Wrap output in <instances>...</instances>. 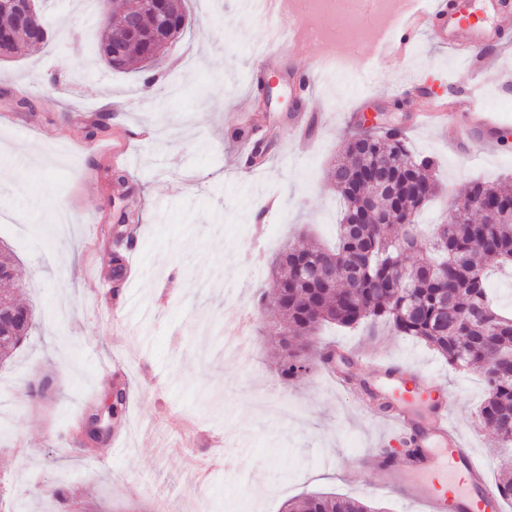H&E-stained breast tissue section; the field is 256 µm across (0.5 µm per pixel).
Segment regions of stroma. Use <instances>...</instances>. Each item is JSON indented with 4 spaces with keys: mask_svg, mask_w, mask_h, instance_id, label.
Segmentation results:
<instances>
[{
    "mask_svg": "<svg viewBox=\"0 0 512 512\" xmlns=\"http://www.w3.org/2000/svg\"><path fill=\"white\" fill-rule=\"evenodd\" d=\"M188 25L154 68L112 71L87 59L103 16L84 17L75 0H48L54 33L47 46L0 62V245L17 260L18 298L35 327L0 365V498L27 492L41 512L42 489L55 490L52 512H282L312 493L357 499L379 512H406L395 497L370 493V475L354 462L383 448V415L361 385L374 370L342 364L348 384L327 370L282 382L269 343L281 316L255 323L246 355L225 354L227 323L255 306L270 282L269 262L284 243L308 233L336 242L343 203L326 172L361 125L394 124L414 153L435 163L441 193L418 216L422 227L445 221L469 182L512 178V138L448 144L436 126L419 124L428 99L408 97L420 84L458 96L470 63L421 37L397 68L345 83L321 78L311 97L273 72L268 96L250 72L268 43L236 0H187ZM512 47L498 51L480 80L477 108L502 113L512 134ZM402 110H393L398 98ZM324 113L309 154L292 149L288 114ZM251 112L252 138L270 141L263 170L245 172V150L230 115ZM108 132L91 139L92 123ZM149 130L148 141L127 131ZM124 150L129 185L112 178L111 153ZM138 214L136 271L113 276L108 233L121 211ZM121 289L122 317L103 306ZM317 340L365 350L409 369L439 375L454 390L452 421L498 479L504 452L477 411L480 374L452 370L432 349L387 327H322ZM119 360L131 392L108 435L79 448L82 419L106 411L113 381L100 368ZM51 380L44 398L24 388ZM125 436V447L112 445Z\"/></svg>",
    "mask_w": 512,
    "mask_h": 512,
    "instance_id": "stroma-1",
    "label": "stroma"
}]
</instances>
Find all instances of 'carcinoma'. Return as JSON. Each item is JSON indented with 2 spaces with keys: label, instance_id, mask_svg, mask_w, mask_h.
<instances>
[{
  "label": "carcinoma",
  "instance_id": "obj_1",
  "mask_svg": "<svg viewBox=\"0 0 512 512\" xmlns=\"http://www.w3.org/2000/svg\"><path fill=\"white\" fill-rule=\"evenodd\" d=\"M125 16L105 22L98 33L96 59L114 71H128L146 52L148 41L126 44V56L112 58L109 41L124 32ZM378 155L398 162L400 173L393 193L379 200V209L395 214L414 205L424 207L438 191L433 163L414 155L396 128L382 135L362 132L361 142L347 140L329 178L342 198L345 212L338 227L339 245L334 249L312 243L306 248H285L272 262L273 285L259 289V308L277 309L286 316L281 329L298 337L288 353H279L278 376L285 382L319 367L310 352L315 331L324 324L341 328L384 324L401 336L431 347L456 370L473 371L487 366V396L480 406L486 426L501 446L512 444L503 425L512 420V373L495 369L497 355L512 351V315L495 306L487 283L488 269L512 264V220L502 216L512 201V182L489 184L472 181L462 197L486 198L481 218L471 214L458 224H439L429 239V249H415L417 225L371 222L365 204L371 188L344 174L367 171ZM363 223L358 224L356 220ZM306 257L333 271L327 282L308 277L293 284L283 281V265L296 270ZM18 319L0 332V353L17 349L33 330L32 309L12 303ZM285 512H374L352 498L332 494L309 495L286 505Z\"/></svg>",
  "mask_w": 512,
  "mask_h": 512
}]
</instances>
